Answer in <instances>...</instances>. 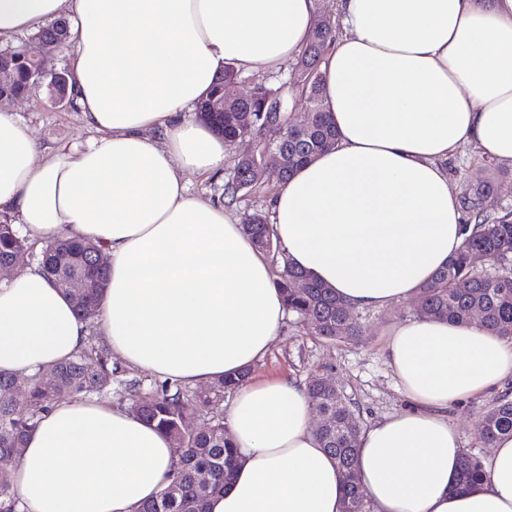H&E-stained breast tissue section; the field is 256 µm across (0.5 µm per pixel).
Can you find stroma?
<instances>
[{
    "instance_id": "35a3bbf8",
    "label": "stroma",
    "mask_w": 512,
    "mask_h": 512,
    "mask_svg": "<svg viewBox=\"0 0 512 512\" xmlns=\"http://www.w3.org/2000/svg\"><path fill=\"white\" fill-rule=\"evenodd\" d=\"M5 107L28 127L40 152H49L62 143L81 144L90 136L81 113L72 107L51 104L46 87L36 88L27 99L6 102ZM247 148L244 142L232 144L221 173L187 174L191 193L220 200L225 183L232 177L233 158ZM447 167L452 180L463 190L485 184L494 169H502L507 175L512 173L511 167H499L468 144L449 157ZM412 309V303L399 302L382 310L363 311V336L347 342L306 334L294 317H287L279 336L265 358L253 367L249 379L257 382L289 376L305 382L310 376H322L353 404L363 425H372L411 405L387 363L386 342L388 329L411 318ZM492 399V394L485 393L449 409L448 416L461 432L465 449L480 452L477 429Z\"/></svg>"
}]
</instances>
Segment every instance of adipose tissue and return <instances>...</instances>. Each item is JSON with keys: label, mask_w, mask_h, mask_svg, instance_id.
I'll return each mask as SVG.
<instances>
[{"label": "adipose tissue", "mask_w": 512, "mask_h": 512, "mask_svg": "<svg viewBox=\"0 0 512 512\" xmlns=\"http://www.w3.org/2000/svg\"><path fill=\"white\" fill-rule=\"evenodd\" d=\"M318 0H0V41L67 17L69 90L92 135L39 155L0 108V214L42 241L104 244L96 324L39 268L0 280V370L70 358L98 329L134 369L190 387L254 367L287 309L267 258L186 173L224 167L195 119L224 70L266 73L307 45ZM323 56L336 143L269 201L290 264L348 306L417 297L460 250L465 219L445 162L460 145L512 166V0H337ZM387 361L410 410L361 435L372 512H512V435L456 489L450 407L512 378V340L479 322L407 319ZM293 378L244 384L226 413L241 463L208 512H343L344 480ZM176 463L169 437L124 406L76 397L45 413L11 467L16 512H137Z\"/></svg>", "instance_id": "obj_1"}]
</instances>
